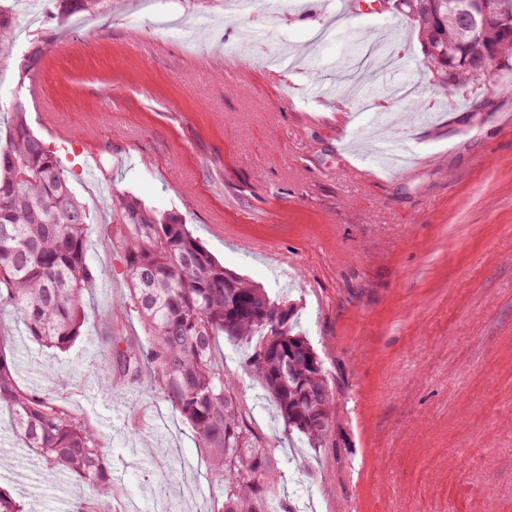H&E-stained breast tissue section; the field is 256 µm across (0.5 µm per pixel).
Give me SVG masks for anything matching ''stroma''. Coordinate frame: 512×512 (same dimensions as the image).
Instances as JSON below:
<instances>
[{
	"instance_id": "obj_1",
	"label": "stroma",
	"mask_w": 512,
	"mask_h": 512,
	"mask_svg": "<svg viewBox=\"0 0 512 512\" xmlns=\"http://www.w3.org/2000/svg\"><path fill=\"white\" fill-rule=\"evenodd\" d=\"M90 28L46 20L0 60V107L21 102L92 218L93 286L65 350L0 313L20 387L65 400L112 450V497L46 464L20 463L0 409V487L25 512H214L224 488L209 454L153 377L128 384L103 361L109 331L151 336L129 301L113 191L177 213L225 268L286 298L334 396L324 447L287 433L243 367L246 343L218 338L256 447L269 449L280 512H512V74L447 94L417 33L393 10L353 11L320 37L321 0H112ZM266 37L243 44L245 29ZM394 34L403 82L428 112H350L336 136L346 40ZM34 58L38 96L19 83ZM69 133L60 140L57 130ZM397 134L409 163L369 145ZM124 307L115 324L103 307ZM155 453H148V446Z\"/></svg>"
}]
</instances>
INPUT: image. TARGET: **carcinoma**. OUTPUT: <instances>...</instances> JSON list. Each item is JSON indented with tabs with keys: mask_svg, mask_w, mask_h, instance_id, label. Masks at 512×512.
I'll return each mask as SVG.
<instances>
[{
	"mask_svg": "<svg viewBox=\"0 0 512 512\" xmlns=\"http://www.w3.org/2000/svg\"><path fill=\"white\" fill-rule=\"evenodd\" d=\"M60 22L76 12H99L111 0H54ZM427 17L411 20L421 34L426 66L454 92L489 78L467 70L448 78V45L467 19L448 15L455 0H428ZM16 14L0 4V59L11 56ZM489 71L512 69V39L498 44ZM9 139L0 144V310L19 313L35 341L67 348L81 334L82 294L92 286L87 249L91 218L45 143L15 104ZM125 235L124 268L130 296L153 343L147 354L128 337H106V363L128 383L144 363L172 406L208 449L224 484L217 512H266L274 486L265 449L250 442L224 365L213 359L217 337L256 339L245 369L273 402L288 433L311 448L325 444L333 397L323 365L305 337L293 332V309L265 289L224 268L175 213L160 214L135 197L114 194ZM11 409L10 433L28 454L82 485L92 500L112 496L110 448L89 421L64 402L19 387L12 361L0 352V407Z\"/></svg>",
	"mask_w": 512,
	"mask_h": 512,
	"instance_id": "cac0c4a2",
	"label": "carcinoma"
}]
</instances>
